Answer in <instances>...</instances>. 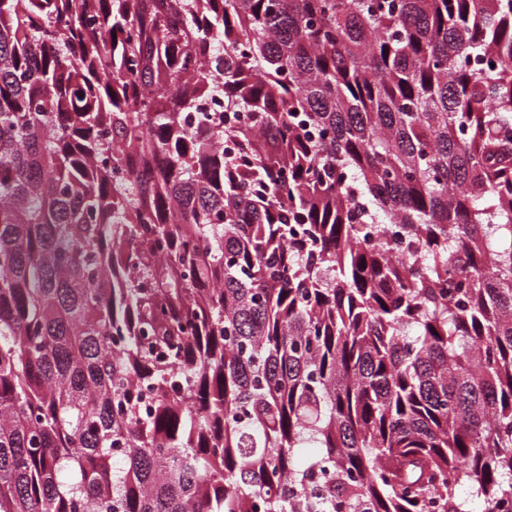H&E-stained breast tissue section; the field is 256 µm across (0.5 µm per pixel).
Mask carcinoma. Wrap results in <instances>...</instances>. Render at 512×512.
I'll return each mask as SVG.
<instances>
[{"label": "carcinoma", "mask_w": 512, "mask_h": 512, "mask_svg": "<svg viewBox=\"0 0 512 512\" xmlns=\"http://www.w3.org/2000/svg\"><path fill=\"white\" fill-rule=\"evenodd\" d=\"M461 486L512 506V0H0V512ZM364 232L368 236L369 242L383 239L392 255L401 254L402 224H365Z\"/></svg>", "instance_id": "cac0c4a2"}]
</instances>
